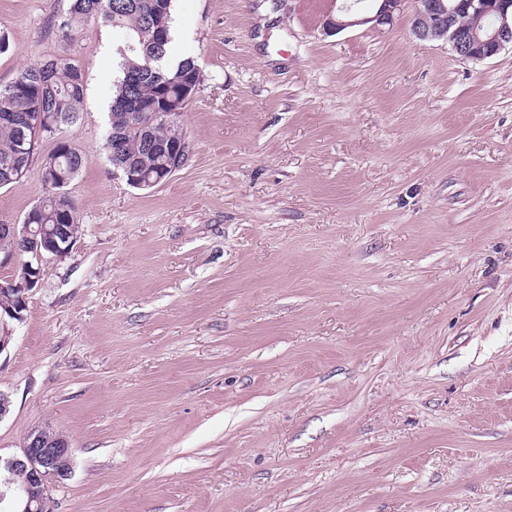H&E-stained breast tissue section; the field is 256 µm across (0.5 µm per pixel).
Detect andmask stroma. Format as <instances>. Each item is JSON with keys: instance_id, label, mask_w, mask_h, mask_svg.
<instances>
[{"instance_id": "1", "label": "stroma", "mask_w": 512, "mask_h": 512, "mask_svg": "<svg viewBox=\"0 0 512 512\" xmlns=\"http://www.w3.org/2000/svg\"><path fill=\"white\" fill-rule=\"evenodd\" d=\"M69 0H0V85L77 61L80 231L0 353V454L65 435L54 512H512V49L471 61L408 13L174 0L201 83L186 164L105 150L122 44ZM45 194L33 162L0 224ZM343 2H353L340 8V13L336 17H329L326 26L329 30L339 32L347 28L356 26H370L371 28H381L390 25L394 17L403 11L406 0H373L378 2L376 9L371 13H360L354 9V4L360 1L336 0Z\"/></svg>"}]
</instances>
